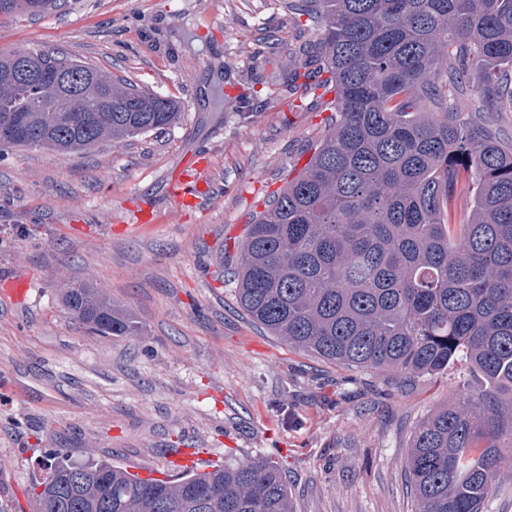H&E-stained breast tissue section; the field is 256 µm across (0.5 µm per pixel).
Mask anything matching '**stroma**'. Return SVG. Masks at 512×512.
Masks as SVG:
<instances>
[{"instance_id": "1", "label": "stroma", "mask_w": 512, "mask_h": 512, "mask_svg": "<svg viewBox=\"0 0 512 512\" xmlns=\"http://www.w3.org/2000/svg\"><path fill=\"white\" fill-rule=\"evenodd\" d=\"M289 0H58L0 15V53H54L178 101L173 127L89 153L0 151V512H37L49 454L165 474L278 462L294 512H415L406 462L419 422L459 377L413 380L288 347L240 306L228 278L250 224L326 135L322 94L291 106L288 50L311 39ZM251 83L257 99L240 114ZM205 155L206 212L167 209L188 154ZM166 209L130 234L133 210ZM67 280L131 315L134 336H94L66 313Z\"/></svg>"}]
</instances>
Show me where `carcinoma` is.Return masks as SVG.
I'll list each match as a JSON object with an SVG mask.
<instances>
[{"instance_id":"obj_1","label":"carcinoma","mask_w":512,"mask_h":512,"mask_svg":"<svg viewBox=\"0 0 512 512\" xmlns=\"http://www.w3.org/2000/svg\"><path fill=\"white\" fill-rule=\"evenodd\" d=\"M56 0H0V14ZM319 38L290 50L293 93H334L333 128L239 246L237 300L288 346L352 367L442 374L461 359L448 405L415 430L416 512H482L512 459V141L481 116L512 109V0H304ZM456 98L448 100V93ZM178 103L112 79L79 97L17 84L0 97V148L62 153L173 125ZM72 319L98 336L136 326L81 282L62 285ZM34 484L38 512H85L49 484L101 482V512H293L270 459L143 479L58 448Z\"/></svg>"}]
</instances>
